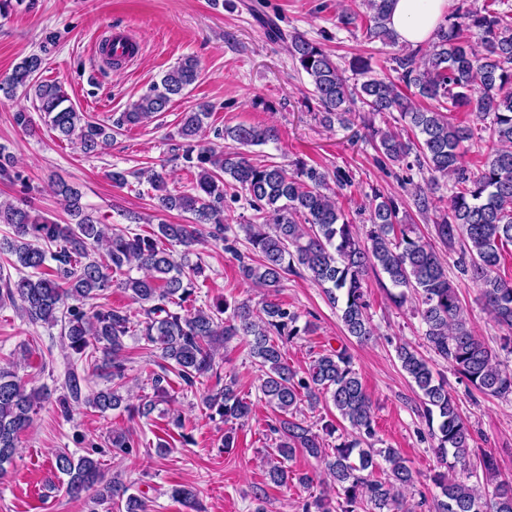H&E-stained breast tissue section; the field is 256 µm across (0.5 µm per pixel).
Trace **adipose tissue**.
<instances>
[{"label":"adipose tissue","instance_id":"obj_1","mask_svg":"<svg viewBox=\"0 0 512 512\" xmlns=\"http://www.w3.org/2000/svg\"><path fill=\"white\" fill-rule=\"evenodd\" d=\"M448 13V0H393L390 26L398 39L418 48L427 45Z\"/></svg>","mask_w":512,"mask_h":512}]
</instances>
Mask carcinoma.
<instances>
[{"label": "carcinoma", "mask_w": 512, "mask_h": 512, "mask_svg": "<svg viewBox=\"0 0 512 512\" xmlns=\"http://www.w3.org/2000/svg\"><path fill=\"white\" fill-rule=\"evenodd\" d=\"M365 11H345L338 17L344 27L366 29L372 39L394 43L389 26L393 0H362ZM269 40L288 42L296 66L309 78L320 108V121L330 127L351 125V106L360 102L372 115L398 112L413 133L387 127L369 128V136L382 161L417 167L427 172V186L413 197L421 215L436 209L440 180L449 179L454 191L447 213L434 222L435 237L458 254L459 273L479 289V300L505 331L501 349L512 354V282L499 275L504 244L512 243V15L488 6L472 10L459 6L440 24L426 51L412 49L393 58L396 77L374 74L369 58L355 56L345 75L324 45L300 33L286 34L273 20L264 22ZM41 53L21 59L11 73L0 78V92L10 96L24 90L33 109L62 141L75 143L87 155L96 153L112 137L111 128L86 119L67 104L62 86L38 81L47 46ZM199 64L183 58L122 113L116 127L136 126L166 112L196 82ZM437 102L423 109L417 99ZM212 106L200 104L181 115L179 135L185 140L182 157L196 170L191 190L172 193L164 170L147 169L139 177L151 186L161 212L190 215L188 224L161 222L148 233L131 228L111 229L95 219L82 203V193L61 183L56 193L71 218L58 224L24 203L0 201V224L13 237L0 242V253L14 257L18 280L0 291V304L12 305L32 325L63 324L67 347L76 360L95 366L103 361L111 369L112 386L81 396V378L71 373L69 399L105 414L124 409L149 416L176 383L184 390L214 371L216 344L245 340L249 355L261 371L260 399L271 408L275 454L268 462L270 481L281 487L292 482L313 483L304 473L285 465L300 450L316 459L330 478V486L343 492L334 502L326 495L309 496L302 512H403L402 491L415 484V474L396 448L375 447L371 401L354 369L348 347L325 349L307 371L291 369L284 348L300 332H312L300 314L274 300L260 307L249 301L218 300L195 306L201 264L190 255L204 235L224 242V250L239 262L242 280L275 293L285 275L305 271L339 311L347 335L359 342L374 336L368 315L364 282L369 271L387 275L395 291L391 301L401 307L417 301V314L425 325L429 348L480 394L512 397V369L478 336L448 278L447 266L433 244L400 215L392 195L374 189L361 208L369 229L359 234L338 201L339 190L351 185L340 169L330 173L296 159L290 164L255 162L246 153L200 140ZM467 111L483 123L487 159L479 168L464 161L463 143L473 139L472 127L455 121L454 113ZM215 138L240 146L262 145L277 138L270 127L239 124L216 130ZM0 179L21 180L14 156L0 145ZM244 199L255 211V223L240 224L238 231L224 223L228 199ZM252 255L239 253V234ZM180 246L176 251L172 246ZM110 288H119L133 303L135 313L122 307L98 304ZM137 336L146 349L159 352L164 364L153 374L154 398L137 406L124 396L125 338ZM401 368L421 393L422 416L436 440L434 453L441 470L431 480L439 493L431 512H512V481L497 478L494 457L471 446L473 433L462 418L455 397L444 379L435 376L428 361L403 344L396 349ZM43 394L27 389L17 373L0 368V471L12 462L18 439L33 420ZM332 404L352 433L331 448L323 435L336 431L333 421L321 428L306 420L302 406L314 411ZM209 417L224 424L245 425L251 404L241 397L237 380L224 375V386L208 394ZM111 445L128 453L137 447L132 434L114 431ZM477 457L485 474L484 487L471 485L455 473L454 461ZM55 468L67 477L65 494L79 500L89 491L98 501H110L118 512H147L143 496L130 492L118 477H105L101 463L90 456L68 452L55 455ZM187 512L199 507L192 486L172 489Z\"/></svg>", "instance_id": "1"}]
</instances>
